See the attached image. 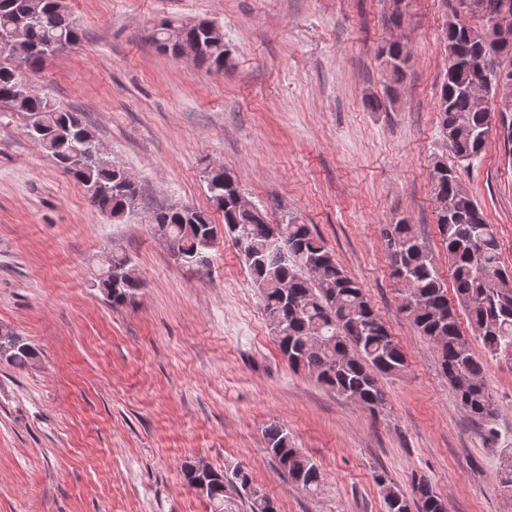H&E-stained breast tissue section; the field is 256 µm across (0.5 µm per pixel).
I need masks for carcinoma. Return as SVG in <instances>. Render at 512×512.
Masks as SVG:
<instances>
[{"mask_svg":"<svg viewBox=\"0 0 512 512\" xmlns=\"http://www.w3.org/2000/svg\"><path fill=\"white\" fill-rule=\"evenodd\" d=\"M471 15L479 25H451L444 29L445 48L454 51L439 91L438 120L448 145L461 162L479 157L486 133L498 122L504 141L512 143V119L479 111L466 88L474 82L493 83L506 70L512 76V44H497L480 34L486 19L504 10L512 0H477ZM20 29L18 42L0 43V106L26 116L27 135L40 144L56 166L71 175L91 203L112 218L122 216L138 200L139 184L99 150V141L83 113L62 107L28 83L25 71L76 45L80 32L60 0H0V39ZM170 25L156 29L157 49L178 55L168 40ZM182 41L194 47L192 59L200 66L224 69V31L209 23L181 28ZM382 55L394 79L408 64L405 47L390 42ZM206 188L213 207L223 212L224 232L232 238L248 266L278 348L288 364L348 400L370 411L384 409L386 396L380 379L400 376L408 368L407 354L374 309L365 288L337 262L324 240L308 224L292 220L272 224L257 206L245 209L237 200L235 177L222 168L207 171ZM435 219L445 245L453 298H448L435 258L405 220L386 224L381 235L391 275L402 294V309L419 335L431 342L442 373L453 387L459 405L476 422L489 423L496 404L485 383V365L472 350L458 311L485 351L512 355V269L501 261L494 225L488 223L472 196L459 182L457 171L441 162L431 170ZM151 224L166 239L175 260L189 269L206 267L217 240V225L207 212L190 205L162 206ZM96 287L114 304L124 302L141 287L132 258L110 252L96 276ZM0 341V361L14 368L32 367L38 351L27 339L7 331ZM267 451L287 474L288 482L308 494L323 486L314 461L294 447L288 430L272 422L264 430ZM182 474L190 486L200 478L209 484L207 499L214 512H224L227 491L246 500L250 512H278L274 500L250 491V472L231 474L210 469L201 475L186 462ZM387 512H447L445 501L423 477L412 483V497L384 483ZM502 493L512 496V451L501 463Z\"/></svg>","mask_w":512,"mask_h":512,"instance_id":"carcinoma-1","label":"carcinoma"}]
</instances>
